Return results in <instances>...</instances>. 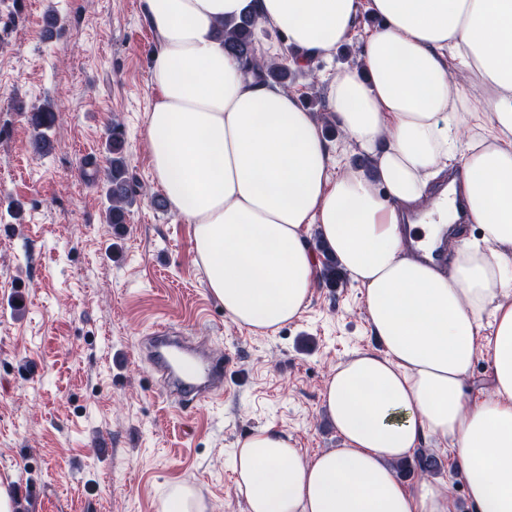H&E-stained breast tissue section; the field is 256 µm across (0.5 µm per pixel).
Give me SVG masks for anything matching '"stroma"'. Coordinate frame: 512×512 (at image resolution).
Wrapping results in <instances>:
<instances>
[{
  "label": "stroma",
  "mask_w": 512,
  "mask_h": 512,
  "mask_svg": "<svg viewBox=\"0 0 512 512\" xmlns=\"http://www.w3.org/2000/svg\"><path fill=\"white\" fill-rule=\"evenodd\" d=\"M52 9L65 25L49 37ZM155 44L140 0H0V478L13 512H160L177 482L211 512H245L237 441L274 426L306 455L341 447L325 382L355 352L379 347L364 293L344 276L317 278L302 315L275 332L225 316L191 224L151 203ZM47 99L63 118L39 156L26 114ZM115 121L147 189L119 237L91 179ZM160 322L232 362L223 395L188 417L143 353Z\"/></svg>",
  "instance_id": "1"
}]
</instances>
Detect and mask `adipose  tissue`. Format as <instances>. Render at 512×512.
I'll return each mask as SVG.
<instances>
[{"label": "adipose tissue", "mask_w": 512, "mask_h": 512, "mask_svg": "<svg viewBox=\"0 0 512 512\" xmlns=\"http://www.w3.org/2000/svg\"><path fill=\"white\" fill-rule=\"evenodd\" d=\"M249 2L141 0L156 38L153 179L192 224L234 324L265 333L297 319L322 248L363 289L382 349L325 384L342 447L307 456L274 427L238 441L245 512H454L446 489L404 485L394 468L431 440L451 444L470 512H512V0H260L257 56L304 67L362 44L360 67L320 81L368 171L324 138L300 92L225 51L219 29ZM453 68L470 82L450 81ZM449 177L478 234L433 265L407 248L405 215ZM483 349L488 396L476 400L467 383Z\"/></svg>", "instance_id": "1"}]
</instances>
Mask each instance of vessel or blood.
Returning <instances> with one entry per match:
<instances>
[{
	"label": "vessel or blood",
	"mask_w": 512,
	"mask_h": 512,
	"mask_svg": "<svg viewBox=\"0 0 512 512\" xmlns=\"http://www.w3.org/2000/svg\"><path fill=\"white\" fill-rule=\"evenodd\" d=\"M147 341L152 369L182 414L192 415L199 403L222 393L232 368L228 359L188 345L179 329L166 324Z\"/></svg>",
	"instance_id": "b4317fda"
}]
</instances>
